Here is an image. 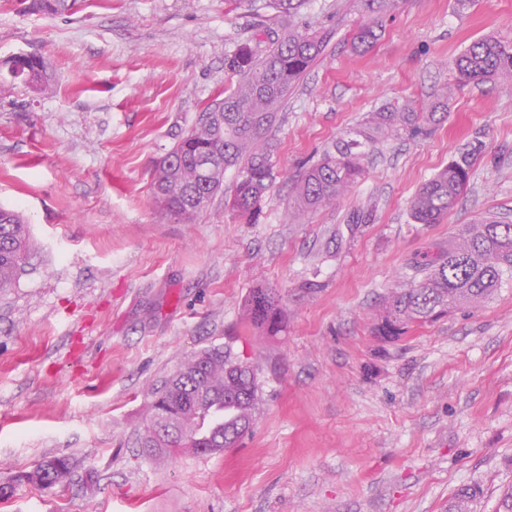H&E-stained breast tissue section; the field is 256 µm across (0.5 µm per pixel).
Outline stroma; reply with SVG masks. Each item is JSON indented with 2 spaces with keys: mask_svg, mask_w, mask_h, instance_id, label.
Masks as SVG:
<instances>
[{
  "mask_svg": "<svg viewBox=\"0 0 512 512\" xmlns=\"http://www.w3.org/2000/svg\"><path fill=\"white\" fill-rule=\"evenodd\" d=\"M267 0H87L73 15L0 0V61L42 57L37 96L0 99V205L33 255L0 292V512H445L463 485L496 512L512 485V277L479 307L374 334L414 262L486 217L512 221V82L458 85L454 62L487 36L512 42V0H404L366 52L352 0H309L326 49L273 128L274 177L244 219L216 197L196 222L151 200L153 170L235 80L237 43L276 38ZM448 116L392 137L335 207L289 213L295 177L387 105ZM480 146L466 193L416 224L419 187ZM256 288L277 289L283 330L246 327ZM231 345L261 387L256 421L224 451L158 457L138 438L151 392L190 354ZM52 456L67 483L17 482Z\"/></svg>",
  "mask_w": 512,
  "mask_h": 512,
  "instance_id": "obj_1",
  "label": "stroma"
}]
</instances>
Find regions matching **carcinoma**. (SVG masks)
<instances>
[{"label": "carcinoma", "mask_w": 512, "mask_h": 512, "mask_svg": "<svg viewBox=\"0 0 512 512\" xmlns=\"http://www.w3.org/2000/svg\"><path fill=\"white\" fill-rule=\"evenodd\" d=\"M306 0H273L283 16L281 36L239 45L225 60L237 77L224 91V111L207 106L193 126L168 151L171 165L156 167L151 196L166 215L191 223L204 215L215 197L224 193V172L235 170L228 204L241 215L261 205L273 178L275 144L271 131L288 90L323 54L324 38L297 21ZM84 0H28V9L48 16L74 14ZM403 0H356L367 20L353 38L354 48L369 49L378 39L383 16ZM12 78L42 95L52 88L46 62L30 56L19 71L6 61ZM457 82L512 81V43L487 37L471 43L456 59ZM448 88L418 112L411 107H384L369 113L365 126L351 130L295 182L293 210L301 213L336 205L365 173L371 148L401 132H414L424 122L448 114ZM479 146L465 148L415 193L410 217L416 224H436L463 194ZM210 163V177L197 175V163ZM32 243L28 225L12 210L0 208V290L13 287L29 264ZM512 276V223L485 218L462 226L448 249L413 267L405 282L384 299L375 335L396 339L416 323L446 316L462 306L477 307L491 298ZM281 294L255 288L243 306V323L266 336L282 331ZM261 402L255 369L242 362L231 346H211L181 364L177 372L152 392L139 443L161 455L190 449L197 454L233 447L256 419ZM67 458L49 459L20 476L37 487L60 484L71 474ZM480 491L459 487L448 500V512H473Z\"/></svg>", "instance_id": "obj_1"}]
</instances>
